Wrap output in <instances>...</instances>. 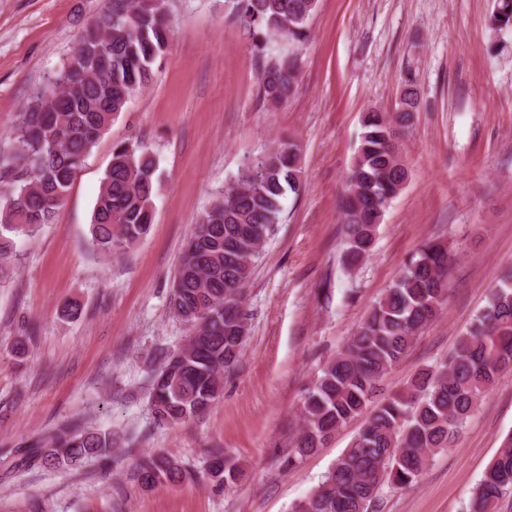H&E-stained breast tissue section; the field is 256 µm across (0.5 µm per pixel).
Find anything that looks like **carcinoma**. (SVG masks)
<instances>
[{"label":"carcinoma","mask_w":512,"mask_h":512,"mask_svg":"<svg viewBox=\"0 0 512 512\" xmlns=\"http://www.w3.org/2000/svg\"><path fill=\"white\" fill-rule=\"evenodd\" d=\"M231 15L252 39L262 61L257 94L275 108L296 91L298 55H271L267 36L297 45L311 37L318 0H227ZM173 0H106L103 18L80 35V51L52 73V84L19 111L8 141H0V282L14 270V236H35L52 223L85 158L128 103L149 84L171 39ZM492 25L512 27V0H496ZM407 88L392 112L363 113L360 145L341 202L344 260L356 268L373 251L378 227L408 179L394 139L417 110ZM156 156L140 143L121 142L101 179L89 244L103 255L125 251L154 217L159 184ZM300 148L290 140L248 159L233 184L217 192L188 242L169 297L174 316L193 332L168 354L152 377L150 409L160 427L188 421L221 396L224 376L242 352L238 334L247 321L244 291L260 248L280 222L286 193L303 189ZM455 254L437 239L425 241L404 263L334 358L321 368L302 399L301 426L288 463L313 452L364 412L365 426L311 495L294 512H373L384 486L416 485L433 457L452 443L501 375L512 370V275L495 287L486 306L436 366L419 369L408 386L373 398L378 383L411 347L419 330L447 301ZM116 444L110 429L63 426L19 453L16 468H77L107 459ZM141 484L177 483L189 471L164 452L136 462ZM210 478L236 481L242 474L232 456L216 449ZM512 492V434L476 485L467 512H497Z\"/></svg>","instance_id":"carcinoma-1"}]
</instances>
